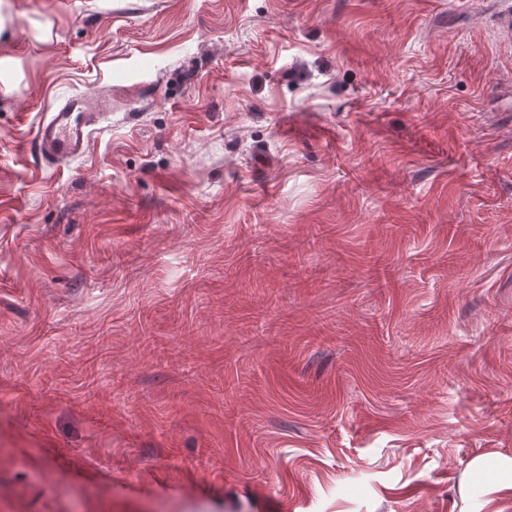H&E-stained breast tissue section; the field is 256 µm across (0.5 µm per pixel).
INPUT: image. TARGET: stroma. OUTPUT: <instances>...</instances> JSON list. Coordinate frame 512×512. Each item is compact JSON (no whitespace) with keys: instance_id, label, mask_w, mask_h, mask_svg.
<instances>
[{"instance_id":"obj_1","label":"stroma","mask_w":512,"mask_h":512,"mask_svg":"<svg viewBox=\"0 0 512 512\" xmlns=\"http://www.w3.org/2000/svg\"><path fill=\"white\" fill-rule=\"evenodd\" d=\"M504 5L0 0V512H485ZM104 112L102 101L91 92L76 93L39 121L35 142L39 151L57 161L82 155Z\"/></svg>"}]
</instances>
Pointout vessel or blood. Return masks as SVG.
I'll use <instances>...</instances> for the list:
<instances>
[{
  "label": "vessel or blood",
  "mask_w": 512,
  "mask_h": 512,
  "mask_svg": "<svg viewBox=\"0 0 512 512\" xmlns=\"http://www.w3.org/2000/svg\"><path fill=\"white\" fill-rule=\"evenodd\" d=\"M102 110L100 98L93 93L81 92L66 98L37 125L35 142L40 152L57 161L82 155Z\"/></svg>",
  "instance_id": "1"
}]
</instances>
